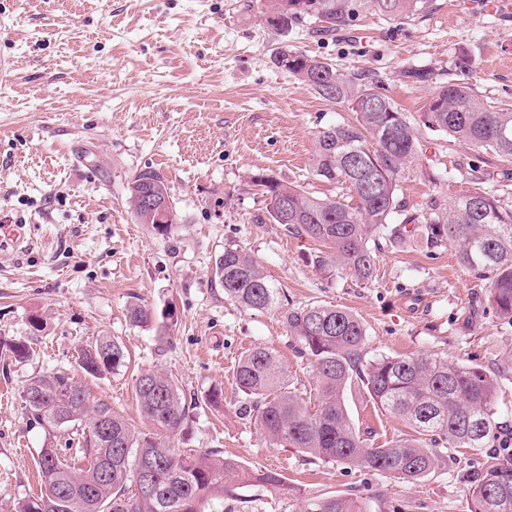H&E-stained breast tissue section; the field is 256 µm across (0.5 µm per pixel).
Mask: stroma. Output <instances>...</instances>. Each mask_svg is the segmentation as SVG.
Wrapping results in <instances>:
<instances>
[{
  "label": "stroma",
  "mask_w": 512,
  "mask_h": 512,
  "mask_svg": "<svg viewBox=\"0 0 512 512\" xmlns=\"http://www.w3.org/2000/svg\"><path fill=\"white\" fill-rule=\"evenodd\" d=\"M262 12L261 0H0V226L26 232L24 249L0 251V503L39 494L40 450L67 447L71 436L29 419L27 381L77 373L78 350L112 336L131 361L88 380L92 397L138 422L133 379L164 369L197 402L172 446L219 452L301 490L283 500L251 486L242 502L225 500L224 512H302L310 494H349L368 512H468L461 475L486 453L449 451L435 474L409 484L269 445L244 411L235 364L254 346L273 347L309 401L314 370L276 313L244 311L213 272L225 246L245 250L289 306L357 314L373 355L437 353L489 370L511 363L512 322L496 314L488 281L460 263L456 247L384 239L372 282L327 277L310 262L313 241L257 223L267 200L251 177L269 174L320 196L338 190L313 175L311 160L319 131L353 114L277 67V51L365 75L413 122L456 78L463 52L476 92L512 102V0H432L426 15L402 22L370 11L330 37L312 22L273 31ZM409 67L435 78L408 82ZM418 137L423 149L398 180L404 217L422 218L430 203L444 208L475 188L512 204L502 162L440 131L422 127ZM148 167L175 203L165 234L128 203L129 180ZM133 303L150 309L154 325L129 322ZM160 325L170 336L164 345ZM18 341L32 348L22 362L9 350ZM216 386L220 409L203 402ZM347 404L376 444L409 432L361 389Z\"/></svg>",
  "instance_id": "obj_1"
}]
</instances>
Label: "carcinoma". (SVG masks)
I'll use <instances>...</instances> for the list:
<instances>
[{
  "label": "carcinoma",
  "instance_id": "obj_1",
  "mask_svg": "<svg viewBox=\"0 0 512 512\" xmlns=\"http://www.w3.org/2000/svg\"><path fill=\"white\" fill-rule=\"evenodd\" d=\"M269 27L287 31L314 20L322 35L352 24L372 9L392 21L428 11L430 0H264ZM287 71L326 100L347 105L352 122L319 132L313 158L315 176L346 189L342 195L317 196L301 186L259 173L251 181L268 200V219L288 207L285 231L323 246L313 265L328 277L339 273L357 282L375 277L374 249L379 238L419 236L430 248L453 245L461 264L489 281V301L500 317L512 321V207L482 191L465 193L448 208L430 207L424 223L394 222L403 211L398 175L418 156L421 144L407 117L392 101L332 64L294 50ZM420 121L455 140L494 157L512 160V105H491L465 80H450L429 102ZM168 191L163 176L150 168L127 185L130 206L143 224L159 233L145 192ZM215 283L224 296L246 311L279 315L298 343V353L313 365L316 402L308 406L288 381L277 352L256 346L235 367L238 390L265 440L291 446L325 462L370 469L404 482H419L438 467L450 448L480 451L503 431L498 421L497 375L431 353L367 357V330L352 311L311 303L290 308L285 293L244 250L224 247ZM136 326L152 322L149 310L128 308ZM127 364L122 342L111 336L78 352V367L98 377ZM26 387L40 400H23L27 415L48 430L72 427V455L57 448L39 452L43 488L37 497L13 504L10 512H224V499L259 483L281 496L295 488L275 473L251 471L241 462L209 450H176L170 439L188 425L190 405L174 378L145 370L134 392L148 431L130 426L112 404L90 397L84 381L59 371L31 377ZM355 387L367 391L379 408L405 420L408 438L375 445L361 437L346 404ZM97 420L103 431L91 429ZM469 512H512V452L500 449L477 468L466 469ZM305 512H368L348 496H312Z\"/></svg>",
  "mask_w": 512,
  "mask_h": 512
}]
</instances>
